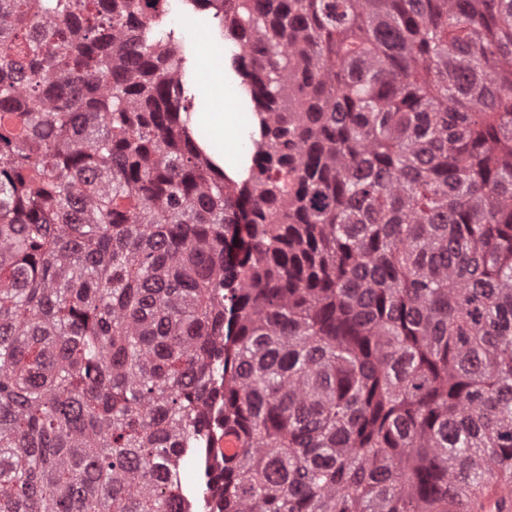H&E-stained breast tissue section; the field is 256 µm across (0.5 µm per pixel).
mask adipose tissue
<instances>
[{"label":"adipose tissue","mask_w":512,"mask_h":512,"mask_svg":"<svg viewBox=\"0 0 512 512\" xmlns=\"http://www.w3.org/2000/svg\"><path fill=\"white\" fill-rule=\"evenodd\" d=\"M254 118L251 113L238 112L233 100H226L220 112H197L191 118L199 144L216 163L238 155L236 148L237 129L251 126Z\"/></svg>","instance_id":"ef3b65f1"}]
</instances>
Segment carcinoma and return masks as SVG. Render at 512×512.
I'll use <instances>...</instances> for the list:
<instances>
[{
  "instance_id": "carcinoma-1",
  "label": "carcinoma",
  "mask_w": 512,
  "mask_h": 512,
  "mask_svg": "<svg viewBox=\"0 0 512 512\" xmlns=\"http://www.w3.org/2000/svg\"><path fill=\"white\" fill-rule=\"evenodd\" d=\"M236 190L152 0H0V512H460L512 478V0H195ZM157 2L161 9L165 2ZM188 0H171L167 13L160 16L158 28L174 32V43L183 58L182 79L186 89L184 104L191 117L190 126L195 131L198 143L206 153L224 169V159L231 157L233 163L238 157L236 148V131L250 127L254 118L250 112H257V107L246 92L244 75L235 68L233 50H236L226 38L224 26L215 17L214 11L202 6H193ZM214 54L224 64H212L204 69L206 80L218 86H205L199 57ZM225 74V79H224ZM224 81V83H223ZM223 83V84H222ZM229 94L224 102L225 95ZM236 104V111L234 109ZM224 104V109L220 107ZM256 128L239 129L238 140L250 143L251 136H256ZM225 171V169H224ZM214 461L212 456L206 455L203 460L197 458H187V467H193L197 469L200 473V478L195 485V494L197 497H203L206 501H211L210 493H206V489L208 487V481L206 482V478H208L209 472L212 470V465Z\"/></svg>"
}]
</instances>
